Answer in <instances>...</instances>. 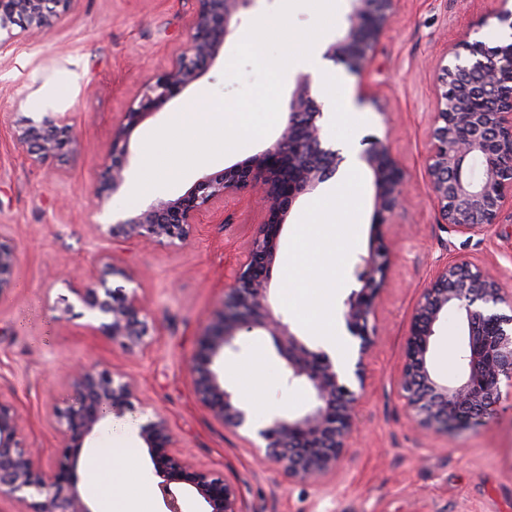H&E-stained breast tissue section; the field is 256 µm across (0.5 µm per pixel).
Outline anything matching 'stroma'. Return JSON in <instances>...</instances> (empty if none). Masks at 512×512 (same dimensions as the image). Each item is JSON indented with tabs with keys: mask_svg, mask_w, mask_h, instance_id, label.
I'll return each mask as SVG.
<instances>
[{
	"mask_svg": "<svg viewBox=\"0 0 512 512\" xmlns=\"http://www.w3.org/2000/svg\"><path fill=\"white\" fill-rule=\"evenodd\" d=\"M495 0H402L390 27L360 73L330 59L314 72L312 91L322 102L352 106L345 123L327 124L328 139L346 158L368 136L388 139L405 172L410 202L383 229L392 263L376 314V345L366 365V391L359 428L325 487L288 479L277 464L255 457L237 433L213 418L196 399L188 363L224 290L264 219L260 196L244 192L205 212L178 248L144 240H115L100 233L113 216L138 208L133 188L144 161V143L190 100L231 98L239 89L224 76L236 47L227 42L210 70L147 116L130 138L127 183L107 208L96 191L110 163L112 136L147 82L171 71L184 51L197 0H71L37 35L13 27L11 48L0 54V231L19 248L16 286L0 294V394L25 419L23 441L51 462L63 437L54 411L72 404L75 392L62 366L83 364L117 370L135 384L133 407L121 416L131 426L137 450L132 468L104 472L120 498L138 497L140 512H165L137 428L143 409L162 410L183 451L224 477L238 491L245 512H512V391L479 425L446 435L419 430L399 394L405 338L413 307L439 265L468 259L500 272L512 291V215L472 237L440 224L426 170V146L436 110L438 60L444 45L461 37L488 46L512 41V29L484 23ZM68 114L71 145L64 155L32 162L13 138V122ZM264 140L248 143L191 169L157 198L185 193L202 171L214 172L259 153ZM347 195L358 207L338 214L354 235L337 250L330 272L336 279L335 313L357 289L353 275L374 235L371 173L358 167ZM336 189L328 180L293 206L279 240L272 271L271 304L313 349L318 336L296 315L282 288L290 239L314 207L328 208ZM110 257L130 268L146 298L145 316L155 334L146 352H129L92 331L78 314L61 318L55 308L69 287L89 283L96 262ZM464 333L442 317L431 340L435 373L461 375L457 354ZM227 353L224 382L236 399L265 416L305 411L308 391L286 384L283 361L268 337L253 332Z\"/></svg>",
	"mask_w": 512,
	"mask_h": 512,
	"instance_id": "35a3bbf8",
	"label": "stroma"
}]
</instances>
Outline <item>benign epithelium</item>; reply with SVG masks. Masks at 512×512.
<instances>
[{"instance_id": "7a95c632", "label": "benign epithelium", "mask_w": 512, "mask_h": 512, "mask_svg": "<svg viewBox=\"0 0 512 512\" xmlns=\"http://www.w3.org/2000/svg\"><path fill=\"white\" fill-rule=\"evenodd\" d=\"M63 0H0V31L22 21L33 32L49 24L51 5ZM253 0H198L185 52L174 68L144 85L138 103L124 113L112 139V163L99 184L102 203L112 201L126 183L129 139L136 127L171 98L205 75L240 23L239 14ZM350 11L324 57L339 60L357 73L369 60L390 25L399 0H349ZM447 64L438 75L437 111L427 146V173L440 221L461 234L480 235L512 210V42L491 50L463 37L447 48ZM322 105L313 97L311 78L300 75L279 135L251 159L206 175L182 196L158 200L107 225L114 240L142 239L159 246L186 241L199 213L238 193L255 191L265 203V220L222 307L201 335L189 370L194 393L217 420L246 432L250 448L275 463L298 484L322 486L336 474L356 429L359 395L364 388V360L374 345L370 316L384 290L391 248L381 228L403 206L405 174L389 145L373 139L359 155L374 184L375 234L367 254L359 257L355 276L361 287L344 302L343 317L358 341L355 360L335 362L328 352L312 349L269 301L270 271L287 213L296 199L314 193L345 161L326 146ZM68 116L18 125L17 142L35 163L60 155ZM17 246L0 231V295L15 288ZM132 279L124 267L104 258L92 281L71 293L90 319L89 327L134 352L150 343L146 306L137 289L128 292L109 282ZM452 314L465 340L459 352L462 374L449 383L433 372L429 351L435 326ZM260 330L270 336L284 360L287 384L301 385L312 401L298 415L252 419L224 385V357L237 351L236 340ZM75 402L55 413L65 443L48 466H41L19 440L22 417L0 395V500L23 512H94L78 488L74 469L86 440L103 430L112 414L132 406L133 383L125 375L81 367L68 373ZM410 420L427 432H448L477 424L499 401L505 385L512 389V293L488 270L463 260L439 266L416 302L406 337L399 379ZM166 512H182L184 498L196 497L202 512H244L236 489L199 466L183 452L166 416L156 411L140 425Z\"/></svg>"}]
</instances>
